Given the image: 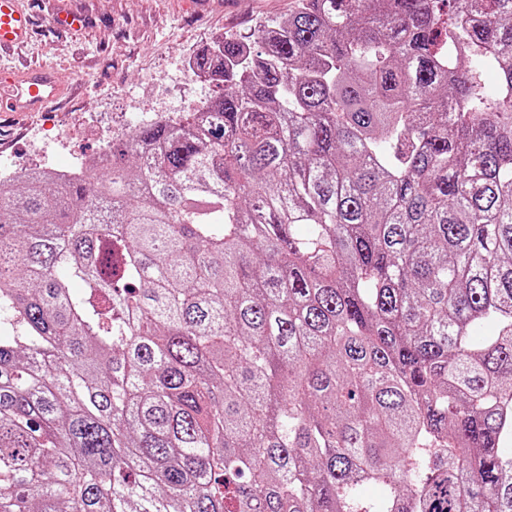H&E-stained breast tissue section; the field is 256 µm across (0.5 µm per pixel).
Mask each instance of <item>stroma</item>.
I'll list each match as a JSON object with an SVG mask.
<instances>
[{"label":"stroma","instance_id":"obj_1","mask_svg":"<svg viewBox=\"0 0 512 512\" xmlns=\"http://www.w3.org/2000/svg\"><path fill=\"white\" fill-rule=\"evenodd\" d=\"M192 0H22L34 13L32 37L11 53L0 56V70L39 63L56 70L66 93L55 107L54 121L37 112L16 121L0 122V146L19 162L38 159L40 165H65L94 154L101 134L116 125L135 130L131 107L147 110L165 102L190 111L217 95L212 83L183 78L179 60L213 45L215 40L250 35L258 25L272 26L285 17L294 0H222L201 13ZM84 13L77 30L57 29L56 11ZM68 128L67 150H58L51 137L54 124ZM46 142L34 155L30 131Z\"/></svg>","mask_w":512,"mask_h":512}]
</instances>
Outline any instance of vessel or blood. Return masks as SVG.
Returning <instances> with one entry per match:
<instances>
[{
  "label": "vessel or blood",
  "mask_w": 512,
  "mask_h": 512,
  "mask_svg": "<svg viewBox=\"0 0 512 512\" xmlns=\"http://www.w3.org/2000/svg\"><path fill=\"white\" fill-rule=\"evenodd\" d=\"M32 18L21 0H0V50L26 39ZM63 87L55 72L44 65L0 75V112L21 115L59 102Z\"/></svg>",
  "instance_id": "b4317fda"
}]
</instances>
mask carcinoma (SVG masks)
I'll list each match as a JSON object with an SVG mask.
<instances>
[{"label": "carcinoma", "instance_id": "1", "mask_svg": "<svg viewBox=\"0 0 512 512\" xmlns=\"http://www.w3.org/2000/svg\"><path fill=\"white\" fill-rule=\"evenodd\" d=\"M194 63L203 111L0 183V512H512V0Z\"/></svg>", "mask_w": 512, "mask_h": 512}]
</instances>
